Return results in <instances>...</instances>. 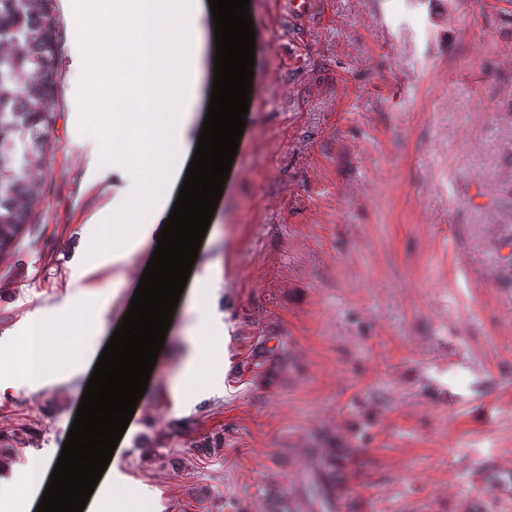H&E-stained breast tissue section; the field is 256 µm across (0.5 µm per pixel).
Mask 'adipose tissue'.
Here are the masks:
<instances>
[{
    "instance_id": "1",
    "label": "adipose tissue",
    "mask_w": 512,
    "mask_h": 512,
    "mask_svg": "<svg viewBox=\"0 0 512 512\" xmlns=\"http://www.w3.org/2000/svg\"><path fill=\"white\" fill-rule=\"evenodd\" d=\"M210 17L207 0H96L85 20L95 31L80 68L86 105L112 130L104 148L122 182L107 207H130L139 217L130 230L84 224L91 270L156 244L170 215L197 145L195 108L203 95ZM108 305L106 292L80 290L63 312L44 316L1 346L0 383L19 378L46 384L59 374L70 348L68 336L58 331L60 321L78 327L91 344L105 333ZM222 348L211 316H202L184 338L174 396L184 394Z\"/></svg>"
}]
</instances>
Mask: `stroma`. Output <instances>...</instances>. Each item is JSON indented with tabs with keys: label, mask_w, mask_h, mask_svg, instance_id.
Wrapping results in <instances>:
<instances>
[{
	"label": "stroma",
	"mask_w": 512,
	"mask_h": 512,
	"mask_svg": "<svg viewBox=\"0 0 512 512\" xmlns=\"http://www.w3.org/2000/svg\"><path fill=\"white\" fill-rule=\"evenodd\" d=\"M56 0L44 195L0 249V342L76 283L114 290L120 324L147 253L81 276V227L112 194L75 24ZM246 126L203 245L225 331L211 373L172 394L165 341L116 447L127 512H512V0H314L298 23L250 0ZM81 374L0 391V500L53 460ZM340 459L323 500L328 458Z\"/></svg>",
	"instance_id": "stroma-1"
}]
</instances>
